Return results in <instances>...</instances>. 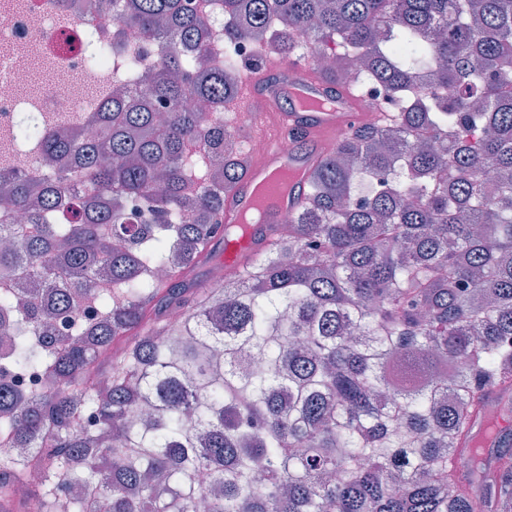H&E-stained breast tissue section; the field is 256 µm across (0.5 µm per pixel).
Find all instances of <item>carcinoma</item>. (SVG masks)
Instances as JSON below:
<instances>
[{
  "instance_id": "obj_1",
  "label": "carcinoma",
  "mask_w": 512,
  "mask_h": 512,
  "mask_svg": "<svg viewBox=\"0 0 512 512\" xmlns=\"http://www.w3.org/2000/svg\"><path fill=\"white\" fill-rule=\"evenodd\" d=\"M80 2L112 10L88 56L122 63L112 108L90 134L44 115L5 130L38 174L0 155V436L20 450L0 451V501L512 512V0H212L219 54L192 0ZM245 39L286 59L335 46L316 69H353L341 84L393 110L324 156L295 223L226 287L201 288L244 173L224 104ZM371 175L382 190L351 205ZM30 373L46 388L19 392Z\"/></svg>"
}]
</instances>
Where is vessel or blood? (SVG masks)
Instances as JSON below:
<instances>
[{"label": "vessel or blood", "instance_id": "obj_1", "mask_svg": "<svg viewBox=\"0 0 512 512\" xmlns=\"http://www.w3.org/2000/svg\"><path fill=\"white\" fill-rule=\"evenodd\" d=\"M261 69H248L235 108L265 143L242 179L225 195L223 223H238L257 205L264 221L246 227L224 252L227 272L274 236L284 214L309 200V179L337 130L351 131L380 117L381 101L356 95L314 71L305 60L266 51Z\"/></svg>", "mask_w": 512, "mask_h": 512}]
</instances>
